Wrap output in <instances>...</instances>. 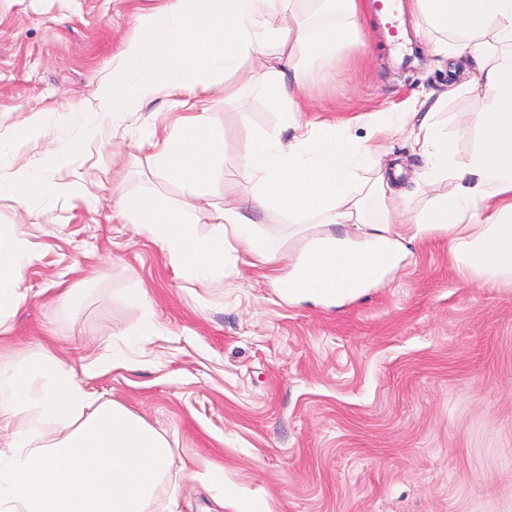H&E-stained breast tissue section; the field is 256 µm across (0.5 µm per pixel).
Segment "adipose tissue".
I'll return each mask as SVG.
<instances>
[{
  "instance_id": "ef3b65f1",
  "label": "adipose tissue",
  "mask_w": 512,
  "mask_h": 512,
  "mask_svg": "<svg viewBox=\"0 0 512 512\" xmlns=\"http://www.w3.org/2000/svg\"><path fill=\"white\" fill-rule=\"evenodd\" d=\"M292 0H168L141 22L139 37L112 70L106 107L71 108L78 134L64 163L97 135L116 112L140 111L163 92L206 89L244 73L257 54L265 64L256 85L280 115L277 126L259 131L238 171L246 191L237 206L218 211L208 232H199L189 204L144 195L125 204L131 223L147 230L171 267L186 281L224 273L228 257L244 253L256 263L287 261V277L275 278L289 298L343 303L364 295L409 256L410 244L434 233L448 237V259L483 283L512 288V0H410L412 13L452 33L436 43L439 55L470 54L471 88L495 94L475 120L459 130L473 146L459 156L439 102L423 100L409 112L378 111L367 117L368 133L354 139L333 123L303 124L289 72L337 57L358 34L363 0H322L307 23L274 26ZM407 131L419 173L430 186L446 182L409 214V193L398 187L402 169L383 163L377 140ZM224 133L202 114L186 117L155 152L157 172L188 189L208 183L223 157ZM0 150V193L18 201L50 198L54 188L37 171L12 170ZM373 176L361 180V170ZM252 210L288 214L298 228V246L260 230ZM31 243L14 224L0 225V331L26 300L22 261ZM309 286L298 288L299 274ZM169 461L163 435L123 406L97 402L74 381L72 367L41 352L0 364V512H147Z\"/></svg>"
}]
</instances>
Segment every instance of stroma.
<instances>
[{
	"label": "stroma",
	"mask_w": 512,
	"mask_h": 512,
	"mask_svg": "<svg viewBox=\"0 0 512 512\" xmlns=\"http://www.w3.org/2000/svg\"><path fill=\"white\" fill-rule=\"evenodd\" d=\"M166 0H0V134L42 119L14 143V167L40 169L52 199L0 194V224L32 244L27 299L0 337V360L49 350L76 381L122 405L169 443L153 512H235L225 485L271 512H512V288H491L448 262V238L411 244L385 281L336 306L282 299L278 271L228 262L223 276L187 282L120 202L152 194L189 202L199 232L235 203L234 164L277 125L263 90L233 98L212 84L191 101L224 132L226 172L194 191L156 172V143L186 111L182 93L105 123L86 151L54 166L71 106H98L112 66ZM341 61L302 69L301 122H336L354 138L360 115L408 110L460 86L442 106L449 129L483 112L491 89L464 88L469 55L431 49L445 32L406 14L413 55L397 64L373 7ZM419 211L448 184L418 180L405 133L379 142ZM84 294L67 305L63 289ZM143 293L146 305L127 296ZM155 333L141 335L145 322Z\"/></svg>",
	"instance_id": "35a3bbf8"
}]
</instances>
